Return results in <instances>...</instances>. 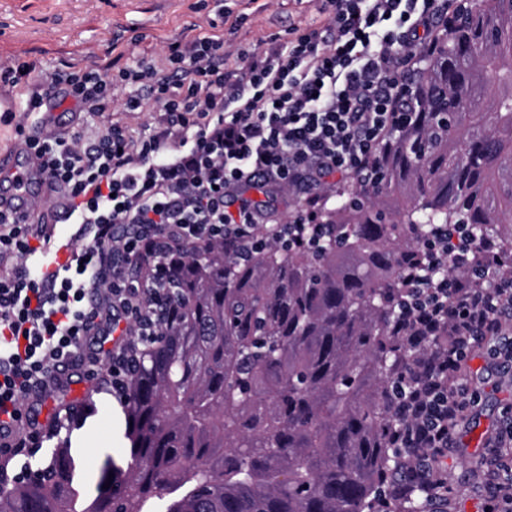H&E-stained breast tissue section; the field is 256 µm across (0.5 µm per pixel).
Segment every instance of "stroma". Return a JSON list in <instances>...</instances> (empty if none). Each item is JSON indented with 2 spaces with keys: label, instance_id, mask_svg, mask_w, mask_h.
<instances>
[{
  "label": "stroma",
  "instance_id": "35a3bbf8",
  "mask_svg": "<svg viewBox=\"0 0 512 512\" xmlns=\"http://www.w3.org/2000/svg\"><path fill=\"white\" fill-rule=\"evenodd\" d=\"M246 21L237 32L218 25L230 56L238 50L263 47L269 37L283 34L291 22L318 23L306 0H224ZM216 16L215 0H0V64L36 60L47 67L95 65L116 73L137 58L158 51L168 42L185 38L191 23L205 24ZM89 366L76 361L60 373L61 391L36 393L29 400L40 423L51 415L67 419L57 409L59 397L81 398L90 385ZM465 375L478 389L479 401L458 426L448 450V504L444 512H482L489 493L482 470L493 457L501 428L512 416V364H488L484 348H477ZM96 412L87 418L89 439L75 436L71 447L94 472L105 455L120 456L126 445V419L112 406V396L94 397Z\"/></svg>",
  "mask_w": 512,
  "mask_h": 512
}]
</instances>
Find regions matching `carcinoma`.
Here are the masks:
<instances>
[{"label":"carcinoma","instance_id":"obj_1","mask_svg":"<svg viewBox=\"0 0 512 512\" xmlns=\"http://www.w3.org/2000/svg\"><path fill=\"white\" fill-rule=\"evenodd\" d=\"M336 196L308 235L139 268L160 346L128 383L126 467L106 457L91 492L65 440L27 481L1 459L0 512H377L403 425L386 392L419 355L397 296L448 274L420 239L466 224L512 252V0L419 48L402 119Z\"/></svg>","mask_w":512,"mask_h":512}]
</instances>
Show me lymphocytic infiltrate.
<instances>
[{"instance_id": "obj_1", "label": "lymphocytic infiltrate", "mask_w": 512, "mask_h": 512, "mask_svg": "<svg viewBox=\"0 0 512 512\" xmlns=\"http://www.w3.org/2000/svg\"><path fill=\"white\" fill-rule=\"evenodd\" d=\"M321 26H292L265 48L224 65V40L195 36L169 43L118 75L37 62L0 66V83L18 89L31 165L68 191L62 238L52 224H27L0 212V448L23 455L36 445L26 402L49 389L87 338L117 327L133 335L146 311L144 290L127 268L160 245L223 242L247 252L256 232L288 236L243 199L260 185L307 197L335 178L367 174L377 144L395 127L416 46L456 14L455 0H311ZM38 83H28L30 73ZM71 102L84 129L30 135L26 118ZM150 121H141V113ZM435 262L453 275L412 282L409 315L418 331L449 348L418 356L389 399L406 427L394 437L402 472L391 498L425 489L448 494L439 469L454 430L478 401L449 364L467 362L483 344L512 362V279L496 239L472 241L464 227L442 230ZM486 512H512V463L494 458Z\"/></svg>"}]
</instances>
